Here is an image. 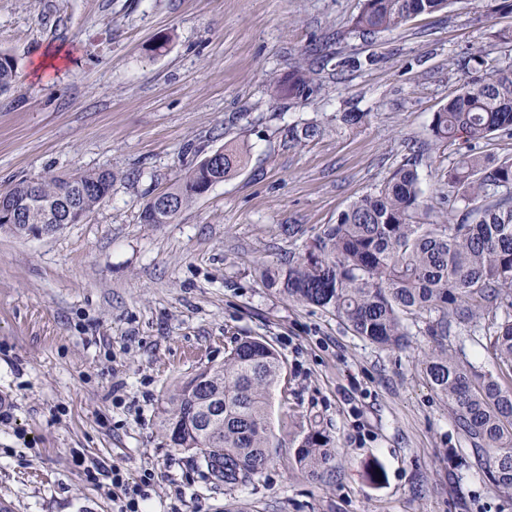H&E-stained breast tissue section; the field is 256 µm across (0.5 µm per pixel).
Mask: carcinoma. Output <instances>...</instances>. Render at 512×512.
<instances>
[{
	"mask_svg": "<svg viewBox=\"0 0 512 512\" xmlns=\"http://www.w3.org/2000/svg\"><path fill=\"white\" fill-rule=\"evenodd\" d=\"M448 7V0H361L351 32L368 37L401 28L410 19ZM468 76L459 92L432 116L430 143L461 141L467 150L438 168L441 189L434 204L423 196L418 166L429 143L392 170L328 224L303 241L300 260L279 259L262 269L267 287L300 304L330 312L365 341L388 352L427 338L417 360L430 389L447 406L458 430L488 468L499 490H512V156L479 152L480 141L512 136V66L480 54L460 61ZM16 58L0 50V93L10 89ZM316 89L315 70L295 66L270 88L275 102L305 101ZM367 112H339L336 127L368 120ZM323 132L316 123L288 129L302 143ZM246 150L226 144L172 184L166 193L176 212L191 206L244 164ZM110 170L59 173L25 179L10 188L12 224L0 229L24 234L45 223V210L58 197H71L92 212L112 192ZM173 216L146 203L143 224H167ZM487 343L496 357L485 370L452 342L462 332ZM284 365L259 337L244 336L220 366L183 379L168 399L161 426L171 446L189 452L199 466L226 485L261 476L273 463L279 439L269 422L272 389ZM224 400V415L198 422L193 410L208 398ZM324 432L301 441L298 469L317 478L336 461Z\"/></svg>",
	"mask_w": 512,
	"mask_h": 512,
	"instance_id": "carcinoma-1",
	"label": "carcinoma"
}]
</instances>
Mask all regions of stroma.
I'll list each match as a JSON object with an SVG mask.
<instances>
[{
    "instance_id": "1",
    "label": "stroma",
    "mask_w": 512,
    "mask_h": 512,
    "mask_svg": "<svg viewBox=\"0 0 512 512\" xmlns=\"http://www.w3.org/2000/svg\"><path fill=\"white\" fill-rule=\"evenodd\" d=\"M360 3L0 0V50L18 62L0 95V190L115 176L83 223L41 238L0 230V502L14 512H116L111 480L88 478L82 458L139 487L141 512H512V491L477 469L419 373L421 344L380 350L260 276L427 139L462 57L512 64L489 36L512 12L488 0H452L368 40L349 32ZM305 62L320 72L314 93L272 103L271 84ZM340 112L369 119L340 132ZM306 122L324 135L290 144ZM228 141L245 167L171 223H140L147 201ZM244 336L284 362L271 399L281 446L259 480L229 487L172 448L160 416L183 378ZM313 429L336 452L314 480L295 463Z\"/></svg>"
}]
</instances>
